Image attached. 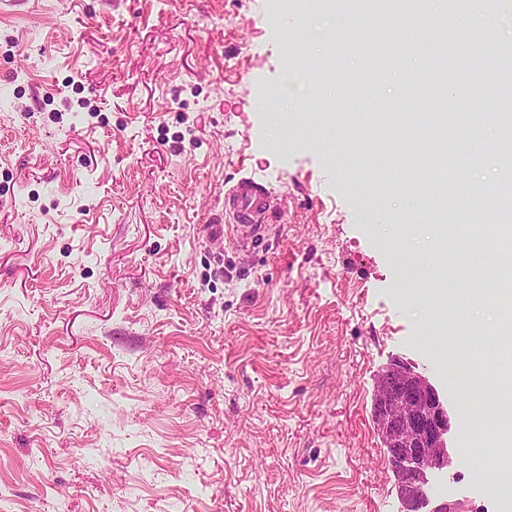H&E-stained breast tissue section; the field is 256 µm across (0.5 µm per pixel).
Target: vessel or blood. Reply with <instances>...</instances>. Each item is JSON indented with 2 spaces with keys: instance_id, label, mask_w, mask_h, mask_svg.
Listing matches in <instances>:
<instances>
[{
  "instance_id": "vessel-or-blood-1",
  "label": "vessel or blood",
  "mask_w": 512,
  "mask_h": 512,
  "mask_svg": "<svg viewBox=\"0 0 512 512\" xmlns=\"http://www.w3.org/2000/svg\"><path fill=\"white\" fill-rule=\"evenodd\" d=\"M281 195L250 177L239 178L224 191V221L211 225L208 236L223 240L225 225H232L240 244L261 234L269 218L280 209Z\"/></svg>"
}]
</instances>
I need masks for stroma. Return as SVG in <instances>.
<instances>
[{
	"label": "stroma",
	"mask_w": 512,
	"mask_h": 512,
	"mask_svg": "<svg viewBox=\"0 0 512 512\" xmlns=\"http://www.w3.org/2000/svg\"><path fill=\"white\" fill-rule=\"evenodd\" d=\"M297 8L0 4V512H400L372 419L395 359L448 399L429 497L512 512L466 456L500 449L512 361L462 360L512 319L444 274L434 213L396 260L401 162L358 138L432 61L376 16L334 50L356 16ZM243 176L285 195L248 252L205 232Z\"/></svg>",
	"instance_id": "stroma-1"
}]
</instances>
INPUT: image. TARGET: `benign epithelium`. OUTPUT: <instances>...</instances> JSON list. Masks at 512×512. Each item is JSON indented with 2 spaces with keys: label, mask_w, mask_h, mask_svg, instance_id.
<instances>
[{
  "label": "benign epithelium",
  "mask_w": 512,
  "mask_h": 512,
  "mask_svg": "<svg viewBox=\"0 0 512 512\" xmlns=\"http://www.w3.org/2000/svg\"><path fill=\"white\" fill-rule=\"evenodd\" d=\"M373 419L397 481L401 512H473L468 500L429 498L432 476L449 467L451 417L429 378L404 361H392L377 382Z\"/></svg>",
  "instance_id": "obj_1"
}]
</instances>
